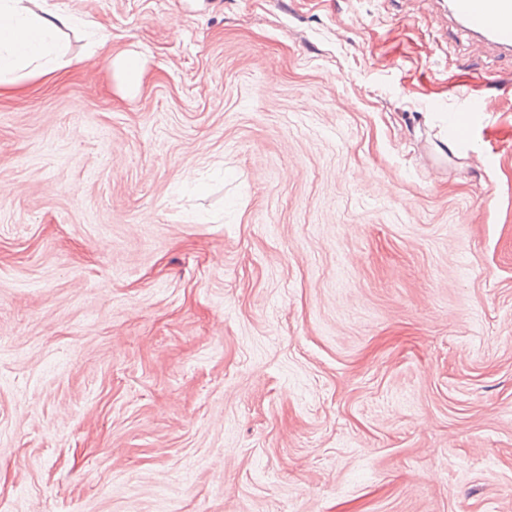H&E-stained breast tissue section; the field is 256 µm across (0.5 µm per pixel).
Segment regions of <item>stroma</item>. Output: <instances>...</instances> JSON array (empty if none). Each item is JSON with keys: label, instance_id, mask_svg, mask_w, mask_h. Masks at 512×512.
<instances>
[{"label": "stroma", "instance_id": "1", "mask_svg": "<svg viewBox=\"0 0 512 512\" xmlns=\"http://www.w3.org/2000/svg\"><path fill=\"white\" fill-rule=\"evenodd\" d=\"M52 2L0 96V512H512V54L435 0ZM112 58V70L121 85L128 91H138L143 76V62L139 55L131 51H122ZM488 107L484 99H470L465 107L452 114L451 122L456 126L460 134L468 132L472 119L480 112H487Z\"/></svg>", "mask_w": 512, "mask_h": 512}]
</instances>
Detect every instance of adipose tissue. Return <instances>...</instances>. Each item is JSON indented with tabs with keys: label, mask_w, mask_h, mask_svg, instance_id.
Returning <instances> with one entry per match:
<instances>
[{
	"label": "adipose tissue",
	"mask_w": 512,
	"mask_h": 512,
	"mask_svg": "<svg viewBox=\"0 0 512 512\" xmlns=\"http://www.w3.org/2000/svg\"><path fill=\"white\" fill-rule=\"evenodd\" d=\"M76 22L75 16L56 7L45 5L35 12L25 0H0V91L14 89L21 70L54 72L57 35Z\"/></svg>",
	"instance_id": "obj_1"
}]
</instances>
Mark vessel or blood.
I'll use <instances>...</instances> for the list:
<instances>
[{
    "instance_id": "1",
    "label": "vessel or blood",
    "mask_w": 512,
    "mask_h": 512,
    "mask_svg": "<svg viewBox=\"0 0 512 512\" xmlns=\"http://www.w3.org/2000/svg\"><path fill=\"white\" fill-rule=\"evenodd\" d=\"M448 15L464 32L502 50H512V0H448ZM485 100L470 99L452 114L459 133H467L472 119L486 111Z\"/></svg>"
}]
</instances>
